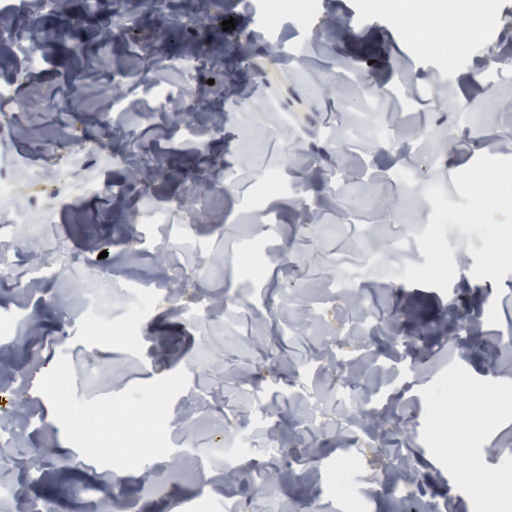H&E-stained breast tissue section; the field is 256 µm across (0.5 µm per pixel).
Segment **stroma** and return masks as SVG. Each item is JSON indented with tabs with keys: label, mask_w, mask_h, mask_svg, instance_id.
Segmentation results:
<instances>
[{
	"label": "stroma",
	"mask_w": 512,
	"mask_h": 512,
	"mask_svg": "<svg viewBox=\"0 0 512 512\" xmlns=\"http://www.w3.org/2000/svg\"><path fill=\"white\" fill-rule=\"evenodd\" d=\"M319 22L282 15L262 22L258 0H169L157 15L148 0L104 7L102 18L132 25L130 35L101 43L77 25L80 0L56 15L21 20L26 35L56 31L53 62L20 87L22 133L0 136V156L24 153L14 170L58 161L47 87L78 90L83 134L103 143L100 159L72 156L75 175L119 192L63 211L47 228L76 253L111 272L119 298L91 299L86 315L67 321L58 285L0 284V315L31 322L16 343H0V408L18 392L30 416L14 423L16 445L0 476V512H38L49 500L65 512H100L134 501L143 512H232L246 499L242 476L280 480L264 512H512V23L485 28L512 0H317ZM453 40L449 16L469 19V53L423 52L404 19ZM207 18V52L183 37L182 20ZM235 18L234 29L222 23ZM159 46L171 59L204 57L184 107L222 110L224 131L198 152L174 133V113L147 86L179 83L141 52ZM135 67L144 80L111 89L113 71ZM298 94V127L280 130L279 98ZM148 112L134 134L104 123L113 98ZM278 129L269 137V129ZM132 155L167 225L191 227L206 263L222 275L195 283L206 325L175 305H146L155 281L180 285L185 263L161 242L142 198L120 191ZM221 195L190 193L188 171ZM413 170L407 192L402 170ZM492 174L485 205L467 193ZM285 184L266 189L268 179ZM440 190L454 216L477 212L466 237L435 224L426 198ZM434 225L431 250L445 254L439 279L412 275L428 254L388 256L389 239L410 225ZM262 265L263 278L252 270ZM344 290H337V282ZM236 308L225 309V298ZM316 313L305 331L281 333V314ZM377 394L378 424L357 431L358 411L337 392ZM110 418L102 435L87 426ZM82 423L81 436L71 427ZM248 455L201 471L193 449L219 428ZM43 475L29 485L33 470ZM462 469L497 477L492 487L464 483ZM487 493L484 510L476 496Z\"/></svg>",
	"instance_id": "1"
}]
</instances>
